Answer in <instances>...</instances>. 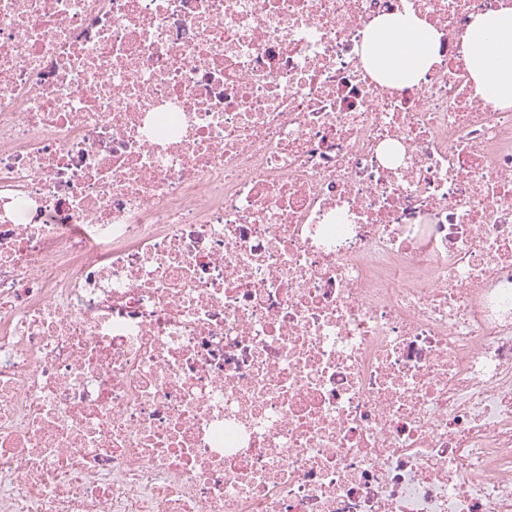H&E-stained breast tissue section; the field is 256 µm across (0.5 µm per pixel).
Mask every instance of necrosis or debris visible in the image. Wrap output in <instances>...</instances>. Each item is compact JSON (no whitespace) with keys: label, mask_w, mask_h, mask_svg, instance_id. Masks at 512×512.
I'll return each instance as SVG.
<instances>
[{"label":"necrosis or debris","mask_w":512,"mask_h":512,"mask_svg":"<svg viewBox=\"0 0 512 512\" xmlns=\"http://www.w3.org/2000/svg\"><path fill=\"white\" fill-rule=\"evenodd\" d=\"M510 3L0 0V512H512ZM512 37V6L478 15L462 37L474 91L495 107H512V52L497 42ZM370 31L362 56L379 78L405 74L411 82H417L435 62L433 33L412 14L379 18L370 25ZM428 44L430 52H422L420 48Z\"/></svg>","instance_id":"necrosis-or-debris-1"}]
</instances>
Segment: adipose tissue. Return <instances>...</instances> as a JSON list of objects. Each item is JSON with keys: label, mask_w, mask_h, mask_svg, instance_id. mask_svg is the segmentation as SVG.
<instances>
[{"label": "adipose tissue", "mask_w": 512, "mask_h": 512, "mask_svg": "<svg viewBox=\"0 0 512 512\" xmlns=\"http://www.w3.org/2000/svg\"><path fill=\"white\" fill-rule=\"evenodd\" d=\"M512 37V6L476 16L462 37V48L474 91L493 106L512 107V52L503 51L501 39ZM432 31L415 16L380 18L370 26L362 56L378 77L407 75L418 81L435 61L425 45Z\"/></svg>", "instance_id": "1"}]
</instances>
